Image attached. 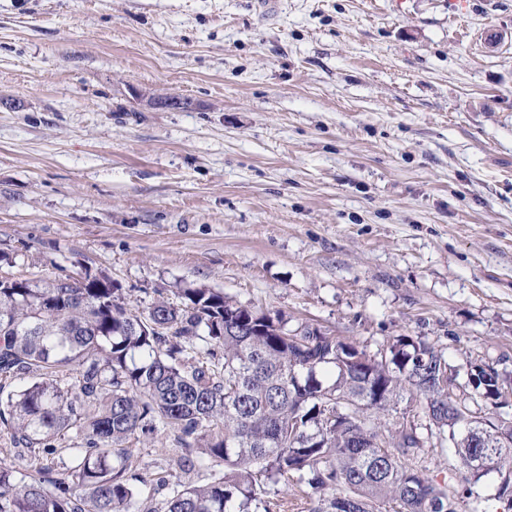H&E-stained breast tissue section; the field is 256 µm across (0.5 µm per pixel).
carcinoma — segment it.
<instances>
[{
	"instance_id": "cac0c4a2",
	"label": "carcinoma",
	"mask_w": 512,
	"mask_h": 512,
	"mask_svg": "<svg viewBox=\"0 0 512 512\" xmlns=\"http://www.w3.org/2000/svg\"><path fill=\"white\" fill-rule=\"evenodd\" d=\"M181 293L180 306L160 299L136 314L89 270L0 280V432L34 459L25 471L0 461V512H142L148 480L122 444L160 425L188 451L183 466L224 468L205 485L169 478L162 512H269L266 485L282 477L320 493L313 512H492L474 490L488 476L512 512V444L491 439L506 407L494 368L469 362L460 396L440 382L459 370L426 341L401 336L375 360L220 291ZM405 391L420 401L400 410ZM394 414L439 424L443 481L413 465L423 449ZM71 431L72 465L57 469Z\"/></svg>"
}]
</instances>
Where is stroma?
I'll use <instances>...</instances> for the list:
<instances>
[{
	"instance_id": "obj_1",
	"label": "stroma",
	"mask_w": 512,
	"mask_h": 512,
	"mask_svg": "<svg viewBox=\"0 0 512 512\" xmlns=\"http://www.w3.org/2000/svg\"><path fill=\"white\" fill-rule=\"evenodd\" d=\"M277 2L0 0V279L212 288L512 379V42L475 43L512 0Z\"/></svg>"
}]
</instances>
